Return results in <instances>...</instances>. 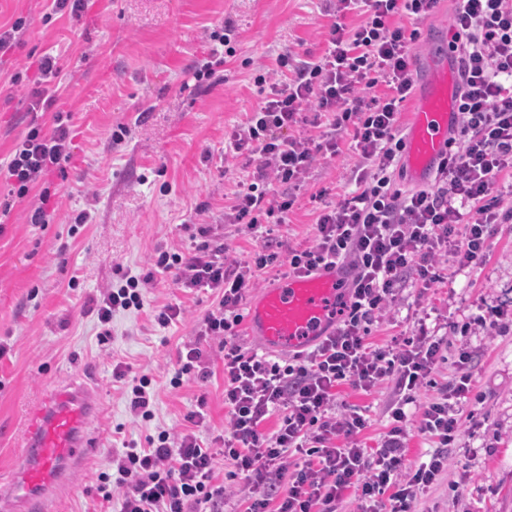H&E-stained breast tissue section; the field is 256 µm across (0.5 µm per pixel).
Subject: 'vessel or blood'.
<instances>
[{
    "label": "vessel or blood",
    "mask_w": 512,
    "mask_h": 512,
    "mask_svg": "<svg viewBox=\"0 0 512 512\" xmlns=\"http://www.w3.org/2000/svg\"><path fill=\"white\" fill-rule=\"evenodd\" d=\"M415 83L418 96L402 164L415 183L426 185L457 121L458 76L445 44L433 46ZM344 275L336 267L266 289L249 311L251 334L271 353H290L319 341L336 322ZM99 410L97 396L75 383L54 388L29 410L19 458L8 477L0 476V512H47L48 500L71 465L95 451L88 427Z\"/></svg>",
    "instance_id": "1"
}]
</instances>
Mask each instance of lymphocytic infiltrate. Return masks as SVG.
Returning <instances> with one entry per match:
<instances>
[{
	"instance_id": "f902f5d3",
	"label": "lymphocytic infiltrate",
	"mask_w": 512,
	"mask_h": 512,
	"mask_svg": "<svg viewBox=\"0 0 512 512\" xmlns=\"http://www.w3.org/2000/svg\"><path fill=\"white\" fill-rule=\"evenodd\" d=\"M438 0H337L338 13L365 5L367 17L355 30L334 23L329 50L304 61L283 87L272 88L245 126L232 130L229 144L259 164L252 181L242 184L224 211L228 224L256 228L260 218L284 223L317 155L338 150L337 133L351 132L361 159L355 188L318 214L313 246L288 253L292 276L310 275L339 264L352 276L341 320L312 350L276 361L232 343L243 316L241 305L257 271L274 265L278 252L254 251L251 264L232 266L221 241H209L188 254L162 253L155 261L164 272H180L181 287L214 291L217 305L203 318L200 335L225 339L224 405L231 437L223 454L194 433L160 431L146 447L128 446L111 459L113 486L120 502L103 490L102 512H224V483L217 458L231 460L236 473L253 482L259 494L244 512H336L346 490H355L362 512H414L420 493L448 469V450L460 434L455 408L472 392V376L462 373L420 412L419 429L438 448L429 461L406 468L407 405L443 358L444 340L423 336L386 352L372 347L369 326L394 302L407 278L430 288L441 278L444 257L467 267L486 257L493 225L512 223V205H504L503 175H512V0H456L450 46L459 68L457 126L431 185L402 192L394 183L405 147L400 106L413 89L411 45L415 30L390 19L415 20L433 11ZM385 84L383 95L363 92ZM306 112L330 117L329 133L284 137ZM72 136L61 114L52 125L33 123L15 146L6 166L10 190L0 211L25 201L39 178L63 172L72 154ZM147 279L122 278L97 303V316L109 325L118 310L142 309ZM129 365L112 369L115 380H129V412L148 422L154 417V393L148 376H131ZM396 374L403 402L390 411L389 429L378 447L360 434L364 418L333 415L343 382L369 392ZM276 418L267 432L262 424ZM344 445H337V438ZM298 452L301 463L289 466ZM285 496H278L280 486Z\"/></svg>"
}]
</instances>
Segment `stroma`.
Instances as JSON below:
<instances>
[{
    "mask_svg": "<svg viewBox=\"0 0 512 512\" xmlns=\"http://www.w3.org/2000/svg\"><path fill=\"white\" fill-rule=\"evenodd\" d=\"M45 5L0 0V28L24 22L18 42L0 54V163L30 128L37 62L46 55L60 70L54 109L68 115L73 143L64 176L46 179L58 203L50 223L31 224L32 197L0 214V475L15 464L29 409L56 386L86 384L104 405L89 422L98 448L70 468L53 512H99L101 476L124 443L163 429H191L209 443L230 435L221 345L196 334L214 296L180 288L176 273L156 271L154 260L162 251L194 250L204 222L241 260L268 241L283 258L313 243L319 211L354 187L360 160L349 137L339 138L338 154L318 157L294 192L287 223L252 231L224 221L225 206L254 170L246 156L231 155L225 136L270 93L257 81L260 68L275 69L282 54L294 61L322 57L332 23L354 28L365 15L359 8L338 13L336 0H93L75 13H50ZM454 7V0H438L417 22L418 59L433 42H451ZM226 24L235 36L223 48V66L195 80V66L215 46L213 32ZM82 212L88 222L75 225ZM127 273L150 276L144 307L116 312L102 328L95 302ZM167 303L181 304L185 314L163 328L152 312ZM489 305L502 311L507 331L478 326ZM424 332L447 337L448 348L418 404L464 369L474 388L459 411L462 433L448 470L418 510L512 512V223L495 227L482 263L461 269L448 262L444 281L425 291L406 283L368 340L381 347ZM193 340L212 375L205 382L187 376L172 387L177 352ZM463 348L472 355L464 369ZM117 360L151 378L152 421L131 417L125 385L112 379ZM201 396L206 420L192 428L184 416ZM399 398L392 378L371 393L345 385L336 410L363 415L362 437L374 447Z\"/></svg>",
    "mask_w": 512,
    "mask_h": 512,
    "instance_id": "35a3bbf8",
    "label": "stroma"
}]
</instances>
